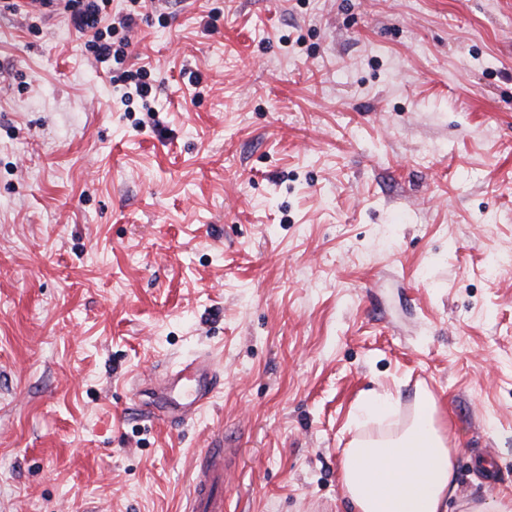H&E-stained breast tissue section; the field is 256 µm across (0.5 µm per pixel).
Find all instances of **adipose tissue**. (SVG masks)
<instances>
[{"label":"adipose tissue","mask_w":512,"mask_h":512,"mask_svg":"<svg viewBox=\"0 0 512 512\" xmlns=\"http://www.w3.org/2000/svg\"><path fill=\"white\" fill-rule=\"evenodd\" d=\"M340 481L345 512H512V492L458 499L454 448L434 397L417 393L409 421L354 438L343 451Z\"/></svg>","instance_id":"adipose-tissue-1"}]
</instances>
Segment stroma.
Returning a JSON list of instances; mask_svg holds the SVG:
<instances>
[{
  "mask_svg": "<svg viewBox=\"0 0 512 512\" xmlns=\"http://www.w3.org/2000/svg\"><path fill=\"white\" fill-rule=\"evenodd\" d=\"M122 103L63 11L0 12V512H343L367 393H432L512 488V0H146ZM208 356L171 426L132 391ZM117 74L112 75V81L118 82L122 86L121 101L130 103L134 99L141 103V112H156L153 106L154 98L153 84L151 82V73L146 67L138 68L128 67L116 69ZM224 442V430L214 434L201 456L192 480L189 512H224V488L228 487L227 460L232 451Z\"/></svg>",
  "mask_w": 512,
  "mask_h": 512,
  "instance_id": "1",
  "label": "stroma"
}]
</instances>
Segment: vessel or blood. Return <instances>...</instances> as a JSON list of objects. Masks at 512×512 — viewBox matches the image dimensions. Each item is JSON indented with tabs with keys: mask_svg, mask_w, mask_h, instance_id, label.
Here are the masks:
<instances>
[{
	"mask_svg": "<svg viewBox=\"0 0 512 512\" xmlns=\"http://www.w3.org/2000/svg\"><path fill=\"white\" fill-rule=\"evenodd\" d=\"M220 377V371L206 358L179 362L156 376L149 400L141 409L145 415H160L176 425L193 420L212 406ZM230 453L223 434H214L195 471L188 512H224Z\"/></svg>",
	"mask_w": 512,
	"mask_h": 512,
	"instance_id": "obj_1",
	"label": "vessel or blood"
}]
</instances>
